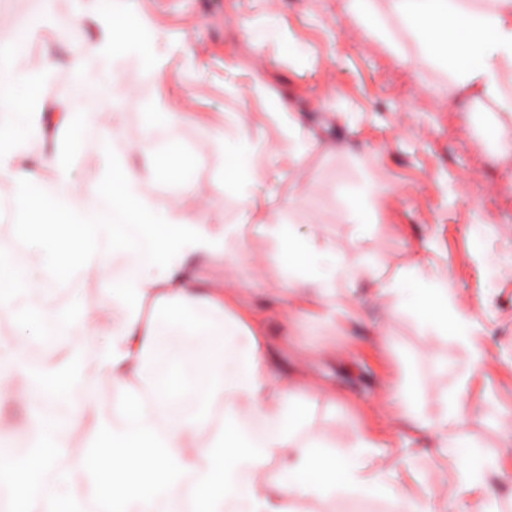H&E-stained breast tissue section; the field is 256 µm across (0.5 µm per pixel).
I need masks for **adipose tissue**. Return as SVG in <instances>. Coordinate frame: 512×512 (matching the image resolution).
I'll return each mask as SVG.
<instances>
[{
    "label": "adipose tissue",
    "mask_w": 512,
    "mask_h": 512,
    "mask_svg": "<svg viewBox=\"0 0 512 512\" xmlns=\"http://www.w3.org/2000/svg\"><path fill=\"white\" fill-rule=\"evenodd\" d=\"M390 2L423 49L447 62L462 99L512 116V0ZM100 24V37L69 66L88 109L59 116L54 148L34 164L20 162L26 138L49 115L28 94L40 76L24 72L20 59L37 20L16 21L15 41L0 45V181L13 187L11 217L0 224V315L12 326L0 339V401L15 376H27L22 399L31 421L27 434L0 444V512H300L311 497L383 492L397 512H436L370 466L388 445L370 423L355 426L345 449L330 450L311 426L301 383L284 377L270 352L267 311L238 284L200 287L199 270L238 265L244 254L228 244L250 224L272 242L283 322L364 318L363 308H345L336 295L367 272L380 293L395 296L398 312L413 311L435 334L469 345L477 370L484 350L472 315L448 287H435L429 263L385 279L316 231L267 223L273 163H300L314 147L284 106L286 148L257 154L239 112L225 113L211 139L229 168L213 194H237L243 224L190 222L180 205L158 208L141 197L144 178L185 181L190 159L175 142L165 160L153 156L143 167L102 142L107 161L97 179L76 185L86 133L122 98L120 61L141 53L150 59L147 78L163 76L152 46L141 42L138 16L124 12ZM92 62L99 72L91 89ZM90 288L96 301L87 298ZM109 307L119 311L110 322ZM35 347L46 348L50 362H35ZM106 388L108 414L99 405ZM393 400L404 424L427 432L436 447H452L448 430L463 419L459 397L434 419L416 411L407 382L395 386ZM272 460L280 464L273 479L265 474ZM487 467L478 454L460 458L450 512H464L466 500L486 490Z\"/></svg>",
    "instance_id": "1"
}]
</instances>
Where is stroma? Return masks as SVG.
Returning <instances> with one entry per match:
<instances>
[{
	"mask_svg": "<svg viewBox=\"0 0 512 512\" xmlns=\"http://www.w3.org/2000/svg\"><path fill=\"white\" fill-rule=\"evenodd\" d=\"M0 0V14L48 15L27 44V70L53 67L42 93L47 111L75 112L82 102L69 79V63L99 32L97 19L79 15L73 0ZM398 47L368 40L346 0H115L161 34V84L145 75L146 59L122 66L130 100L100 119V137L85 139L76 164L78 185L93 182L101 165L100 143L127 154L139 137L144 106L163 98L182 114L174 127L198 157L195 189L184 216L225 177V156L210 139L228 112L247 113L251 141L262 147L287 142L272 119L278 104L298 116L316 145L300 165L280 164L269 222L290 220L299 230L317 229L337 251L384 258L388 273L408 269L415 257L435 262L459 302L473 312L486 349L479 376L460 379L472 353L455 336H437L413 315L395 314L392 296L367 302L368 327L316 321L293 329L272 318L267 334L281 366L307 385L315 430L336 447L348 445L363 418L389 432L377 460L396 486L425 500L448 460L411 429L389 431L385 398L409 374L417 410L437 416L447 394L462 392L464 420L450 429L469 451L493 461L487 512H512V120L489 104L449 110L456 87L444 62L420 50L387 0H375ZM248 89L247 99L237 89ZM387 188L368 213L370 229L356 237L347 221L350 197L366 184ZM258 265L243 263L237 283L271 301L279 269L263 257L268 239L246 234ZM395 512L391 499L339 494L315 498L304 512Z\"/></svg>",
	"mask_w": 512,
	"mask_h": 512,
	"instance_id": "1",
	"label": "stroma"
}]
</instances>
